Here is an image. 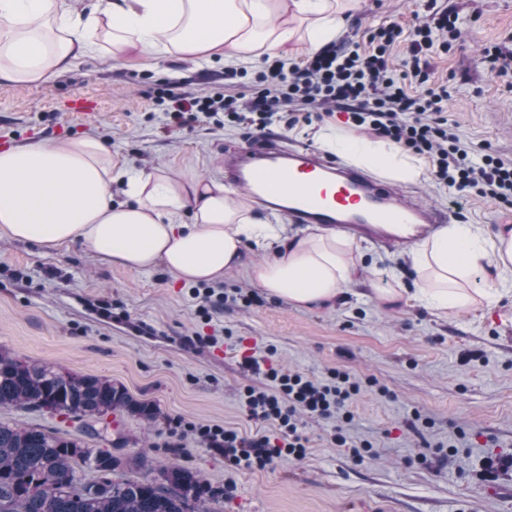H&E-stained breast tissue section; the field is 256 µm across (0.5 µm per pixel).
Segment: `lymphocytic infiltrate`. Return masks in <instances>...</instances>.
Segmentation results:
<instances>
[{"mask_svg":"<svg viewBox=\"0 0 512 512\" xmlns=\"http://www.w3.org/2000/svg\"><path fill=\"white\" fill-rule=\"evenodd\" d=\"M458 17L445 11L414 31L411 52L393 65L391 51L403 34L389 24L373 29L367 46L345 40L331 43L296 62L288 58L264 61L249 91H233L237 70H227L224 84L204 94L170 85L157 100L169 123L192 126L210 123L242 125L264 135L277 122L294 127L311 120L312 111L330 117L347 113L350 123L390 140L425 158L433 182L446 186L455 206L475 198L512 209V162L461 139L458 121L448 116V88L431 82L423 54L433 48L449 51L458 35ZM244 367L265 380L246 386L239 395L250 419L273 426V433L242 435L237 431L203 426L198 438L224 452L233 471L262 469L284 456L306 454L302 428L305 419L347 422L349 404L360 385L343 369L311 378L296 371L266 365L251 356Z\"/></svg>","mask_w":512,"mask_h":512,"instance_id":"1","label":"lymphocytic infiltrate"}]
</instances>
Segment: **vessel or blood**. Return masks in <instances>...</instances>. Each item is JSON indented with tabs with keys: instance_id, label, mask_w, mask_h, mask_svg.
<instances>
[{
	"instance_id": "b4317fda",
	"label": "vessel or blood",
	"mask_w": 512,
	"mask_h": 512,
	"mask_svg": "<svg viewBox=\"0 0 512 512\" xmlns=\"http://www.w3.org/2000/svg\"><path fill=\"white\" fill-rule=\"evenodd\" d=\"M224 180L291 223L333 227L389 247L406 244L404 231L411 225L448 221V210L423 205L384 176L268 136L227 150Z\"/></svg>"
}]
</instances>
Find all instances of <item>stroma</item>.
Returning a JSON list of instances; mask_svg holds the SVG:
<instances>
[{"mask_svg":"<svg viewBox=\"0 0 512 512\" xmlns=\"http://www.w3.org/2000/svg\"><path fill=\"white\" fill-rule=\"evenodd\" d=\"M436 7L459 15L452 50L431 58L433 81L448 87V115L462 139L512 161V71L501 76L482 61L487 48L512 53V0H436ZM428 16L426 0H360L344 33L362 43L370 27L400 25L406 37L392 52L397 64L408 54V32ZM223 73L219 59L132 53L119 69L103 58L37 84L0 81V143L88 136L111 148L117 166L220 181L225 147L245 146L246 130L165 126L157 92L179 82L203 94ZM78 96L97 102L94 116L70 111ZM192 291L161 266L133 273L76 245L48 250L0 235V348L108 377L159 411L154 421L118 415L93 436L39 409H0V421L109 449L123 458L126 477L141 476L135 460L144 453L155 464L196 468L215 486L234 480L220 512H512V473L499 480L505 498L478 477L483 457L512 454V299L444 315L352 296L331 308L266 297L207 319ZM102 301L111 316L100 313ZM201 336L212 344H198ZM250 355L310 377L349 371L361 386L343 425L349 447L332 443V424L310 420L305 458L229 474L223 453L194 429L256 431L239 404L245 386L264 383L243 372ZM365 441L371 453L355 459L351 445ZM439 445L453 449L442 464L433 456Z\"/></svg>","mask_w":512,"mask_h":512,"instance_id":"stroma-1","label":"stroma"}]
</instances>
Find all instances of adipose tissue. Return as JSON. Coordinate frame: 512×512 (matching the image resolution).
<instances>
[{
	"instance_id": "ef3b65f1",
	"label": "adipose tissue",
	"mask_w": 512,
	"mask_h": 512,
	"mask_svg": "<svg viewBox=\"0 0 512 512\" xmlns=\"http://www.w3.org/2000/svg\"><path fill=\"white\" fill-rule=\"evenodd\" d=\"M357 0H0V80L28 85L132 51L246 63L291 41L315 52L336 40ZM325 149L400 182L423 164L384 140L333 128ZM120 186L123 201L113 199ZM222 182L184 181L159 170L114 167L99 139L69 138L0 151V233L55 249L79 244L132 272L165 266L189 284L234 271L254 287L301 306L327 307L362 287L351 237L317 225L289 233ZM190 223H181L182 213ZM266 258L256 263L251 250ZM413 300L432 311L492 305L512 297V229L446 224L413 240Z\"/></svg>"
}]
</instances>
